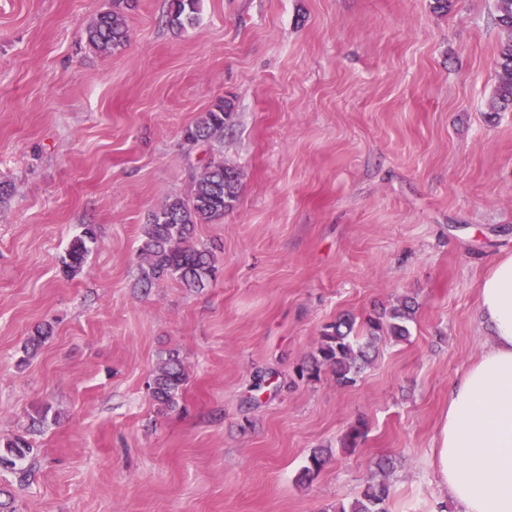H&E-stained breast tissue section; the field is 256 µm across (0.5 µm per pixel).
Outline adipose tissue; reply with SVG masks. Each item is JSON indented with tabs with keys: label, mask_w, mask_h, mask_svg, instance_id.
I'll return each instance as SVG.
<instances>
[{
	"label": "adipose tissue",
	"mask_w": 512,
	"mask_h": 512,
	"mask_svg": "<svg viewBox=\"0 0 512 512\" xmlns=\"http://www.w3.org/2000/svg\"><path fill=\"white\" fill-rule=\"evenodd\" d=\"M479 315L490 342L451 386L433 456L460 512H512V254L492 260Z\"/></svg>",
	"instance_id": "adipose-tissue-1"
}]
</instances>
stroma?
Here are the masks:
<instances>
[{
  "label": "stroma",
  "instance_id": "stroma-1",
  "mask_svg": "<svg viewBox=\"0 0 512 512\" xmlns=\"http://www.w3.org/2000/svg\"><path fill=\"white\" fill-rule=\"evenodd\" d=\"M111 6L0 0V440L34 448L0 467V495L16 512H333L388 457V512H458L432 450L490 336L479 284L512 252L494 0H201L183 29L169 0H134L104 56L83 33ZM221 100L233 120L209 150L241 189L196 228L215 277L143 289L141 227L189 194L204 151L184 130ZM86 224L98 242L66 278ZM406 296L410 337H383L354 386L301 375L325 325ZM169 349L188 382L164 412L146 383ZM314 448L327 462L298 483ZM96 243L95 227L90 224L85 225L80 234L70 242L66 257L62 261V273L65 277L72 279L83 271L92 245Z\"/></svg>",
  "mask_w": 512,
  "mask_h": 512
}]
</instances>
